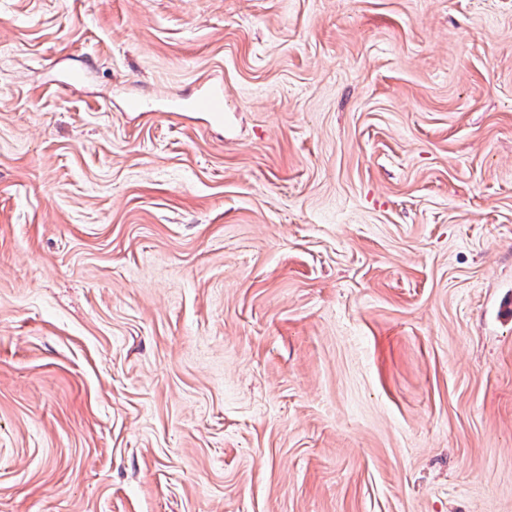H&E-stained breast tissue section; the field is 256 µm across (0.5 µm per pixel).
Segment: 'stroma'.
<instances>
[{
  "mask_svg": "<svg viewBox=\"0 0 512 512\" xmlns=\"http://www.w3.org/2000/svg\"><path fill=\"white\" fill-rule=\"evenodd\" d=\"M509 295L512 0H0V512H512ZM224 92L220 86L214 85L207 89L199 98L198 101L187 102L181 98H173L169 102V109L171 112H192L195 111V103L199 101L203 102V107L209 112L213 113V118L216 122H221L223 115L218 112L220 111L223 100Z\"/></svg>",
  "mask_w": 512,
  "mask_h": 512,
  "instance_id": "stroma-1",
  "label": "stroma"
}]
</instances>
